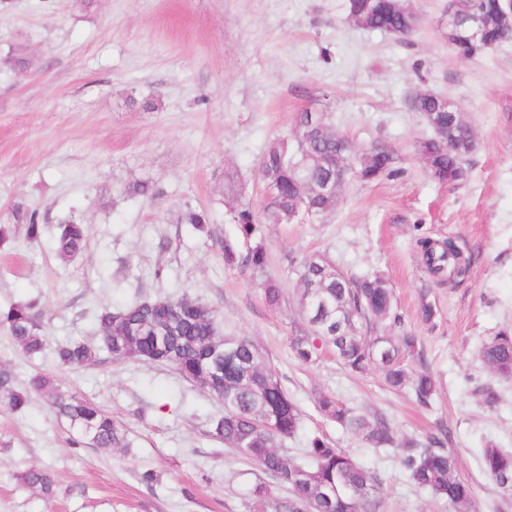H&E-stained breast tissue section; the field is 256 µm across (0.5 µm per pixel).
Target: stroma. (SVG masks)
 I'll use <instances>...</instances> for the list:
<instances>
[{"label": "stroma", "instance_id": "35a3bbf8", "mask_svg": "<svg viewBox=\"0 0 512 512\" xmlns=\"http://www.w3.org/2000/svg\"><path fill=\"white\" fill-rule=\"evenodd\" d=\"M421 23L409 41L358 28L346 0H7L0 9V55L23 49L26 75L0 71V224L17 203L46 215L38 240L17 230L0 242V308L37 300L52 343L98 345L102 307L182 294L214 309L226 336L250 337L303 414L287 440L300 453L326 436L381 479L380 512H445L415 491L394 449L374 450L323 417L317 392L384 416L397 438L449 431L458 472L473 487L472 512H512V494L488 478L481 451H512V377L481 362L483 342L512 334V41L464 58L448 41V0H407ZM430 90L450 99L474 130L469 174L458 185L432 179L418 144L432 130L408 96ZM158 109L131 107L130 99ZM325 112L357 146L374 141L401 158L402 177L348 180L322 219L263 227V273L229 267L222 243L235 238L234 200L266 203L260 158L274 137L292 133L296 112ZM234 176L237 197L224 193ZM152 180L150 200L127 199L125 185ZM209 212L205 231L182 224L185 206ZM88 226L78 257L53 250L57 220ZM454 238L470 260L452 284L431 283L419 238ZM327 255L354 275L383 274L394 290L383 334L420 336L413 369L439 382L432 408L387 388L376 371L346 372L334 353L298 362L291 341L301 284L295 263ZM282 288L268 305L262 277ZM435 309L421 318L422 301ZM0 359L19 380L55 378L112 415L130 449L73 447L67 425L43 398L20 412L0 404V512H257L258 469L210 434L224 408L172 368L116 362L100 353L71 371L52 357L29 360L0 328ZM498 400L486 405L482 386ZM50 469L57 485L44 500L17 473ZM157 479L147 484L143 472Z\"/></svg>", "mask_w": 512, "mask_h": 512}]
</instances>
